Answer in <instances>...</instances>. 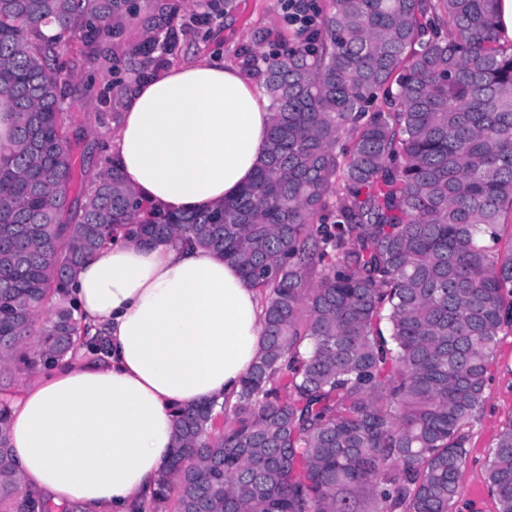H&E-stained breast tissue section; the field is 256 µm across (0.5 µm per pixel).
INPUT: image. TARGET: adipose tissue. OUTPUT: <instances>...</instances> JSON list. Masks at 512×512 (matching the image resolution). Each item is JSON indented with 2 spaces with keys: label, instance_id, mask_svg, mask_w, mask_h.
<instances>
[{
  "label": "adipose tissue",
  "instance_id": "obj_1",
  "mask_svg": "<svg viewBox=\"0 0 512 512\" xmlns=\"http://www.w3.org/2000/svg\"><path fill=\"white\" fill-rule=\"evenodd\" d=\"M111 153L125 183L172 214L251 182L272 112L252 76L218 61L132 85ZM102 329L105 362L62 363L12 405L8 452L26 495L75 512H139L168 464L180 409L235 402L263 332L238 267L190 244L118 242L71 288Z\"/></svg>",
  "mask_w": 512,
  "mask_h": 512
}]
</instances>
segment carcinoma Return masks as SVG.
I'll return each mask as SVG.
<instances>
[{"instance_id": "cac0c4a2", "label": "carcinoma", "mask_w": 512, "mask_h": 512, "mask_svg": "<svg viewBox=\"0 0 512 512\" xmlns=\"http://www.w3.org/2000/svg\"><path fill=\"white\" fill-rule=\"evenodd\" d=\"M0 0V366L48 370L90 334L69 288L121 237L186 239L236 264L263 297L258 356L233 405L176 417L151 509L457 512L469 429L500 333L512 330V44L500 0H295L308 25L241 54L272 121L252 182L180 215L144 203L107 159L74 192L66 51L128 82L170 63L188 30L230 13L200 0ZM138 20L143 33L125 39ZM51 26L52 37L43 34ZM349 133L352 147L337 149ZM0 398V512L24 496ZM488 490L512 512V420Z\"/></svg>"}]
</instances>
